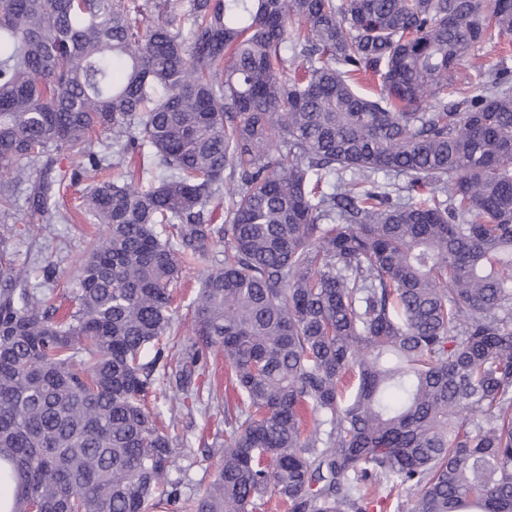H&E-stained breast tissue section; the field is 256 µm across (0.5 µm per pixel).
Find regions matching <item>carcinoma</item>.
<instances>
[{"mask_svg":"<svg viewBox=\"0 0 512 512\" xmlns=\"http://www.w3.org/2000/svg\"><path fill=\"white\" fill-rule=\"evenodd\" d=\"M491 28L512 0H0V215L84 180L104 227L63 315L0 256V512H512V70L456 84ZM212 350L235 398L185 495L147 402L161 370L209 412ZM198 270H191L182 276L181 281L174 287L175 306H178V315L182 320L191 317V303ZM370 493L371 497L374 499V503H372V505L374 504L375 507H371L368 512H408L409 502H406L405 498H403L404 503L401 508L397 510L399 500H397V496L394 493L390 495L389 488L386 484L373 485ZM377 501L380 502L379 505H381L382 511H380Z\"/></svg>","mask_w":512,"mask_h":512,"instance_id":"cac0c4a2","label":"carcinoma"}]
</instances>
